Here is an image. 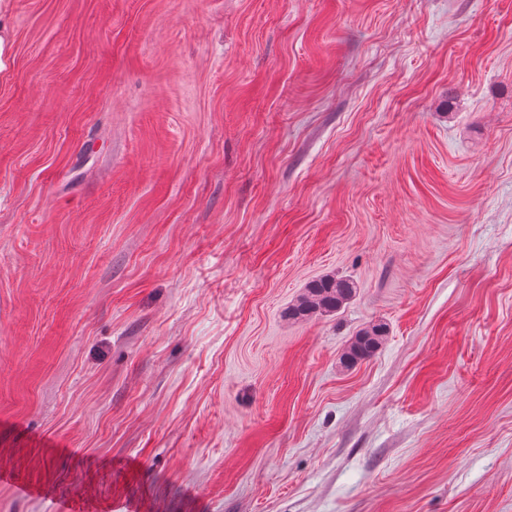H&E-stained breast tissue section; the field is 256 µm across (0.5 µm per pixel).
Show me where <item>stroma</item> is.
Segmentation results:
<instances>
[{"label": "stroma", "mask_w": 512, "mask_h": 512, "mask_svg": "<svg viewBox=\"0 0 512 512\" xmlns=\"http://www.w3.org/2000/svg\"><path fill=\"white\" fill-rule=\"evenodd\" d=\"M11 23L0 512H512V0ZM355 292L347 279L327 277L310 282L296 302L288 308V316L311 318L339 310ZM385 339V328L373 324L362 328L356 334L345 352V360L354 364L371 357L382 345Z\"/></svg>", "instance_id": "obj_1"}]
</instances>
